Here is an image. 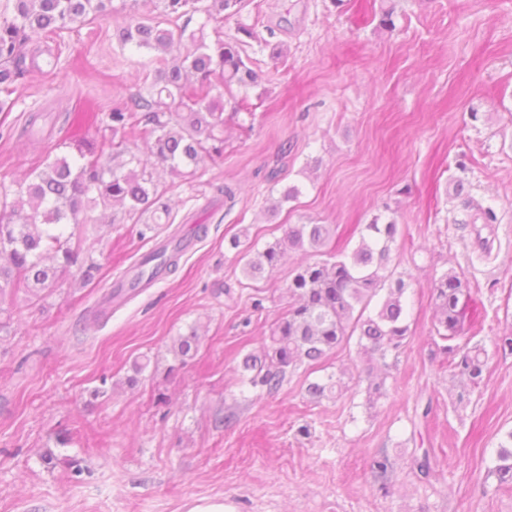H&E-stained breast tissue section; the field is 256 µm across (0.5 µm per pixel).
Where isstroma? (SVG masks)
<instances>
[{
  "label": "stroma",
  "instance_id": "1",
  "mask_svg": "<svg viewBox=\"0 0 512 512\" xmlns=\"http://www.w3.org/2000/svg\"><path fill=\"white\" fill-rule=\"evenodd\" d=\"M387 9L390 28L379 24ZM241 24L257 34L246 55L279 75L225 95L222 158L192 180L159 174L174 224L143 238L130 223L90 233L95 283L64 280L39 303L19 286L7 304L0 512H186L209 500L230 512H512V489L488 475L512 431V355L493 350L512 332V0H254L225 21V35ZM65 40L61 76L31 77L23 101L0 112V130L33 112L107 111L154 67L152 53L120 50L105 20ZM63 139L50 126L37 145L0 137V176L71 155ZM227 184L234 198L220 194ZM290 185L297 200L272 210ZM387 207L397 212L391 264L409 285L410 336L398 356L372 363L384 396L367 405L353 379L360 359L347 348L317 371L347 373L341 394L311 399L299 371L277 394L254 398L241 363L261 354L301 255L250 280L229 239L244 233L261 248L310 222L346 236ZM172 234L195 242L177 270L83 329L84 311ZM479 234L487 247L476 246ZM449 270L464 274L476 339L490 351L476 388L443 368L432 339L431 288ZM193 326L199 351L175 368L173 341ZM144 355L152 363L128 387ZM101 386L105 396L91 399ZM426 401L433 411L421 422L415 407ZM224 415L231 424L215 426ZM64 430L73 439L62 447ZM417 448L437 458L430 479L410 469ZM47 450L59 459L51 470ZM382 458L383 474L374 466Z\"/></svg>",
  "mask_w": 512,
  "mask_h": 512
}]
</instances>
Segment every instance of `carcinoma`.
<instances>
[{"mask_svg": "<svg viewBox=\"0 0 512 512\" xmlns=\"http://www.w3.org/2000/svg\"><path fill=\"white\" fill-rule=\"evenodd\" d=\"M140 2L120 0L117 8L112 0H5L0 9V112L12 110L33 73L45 66L47 73H54L62 34L76 24L120 18V48L147 50L156 64L142 89L113 101L106 115L110 136L86 138L84 130L96 123L98 114L68 111L67 140L78 160L57 157L32 170L31 180L18 184L11 201L10 188L0 184V304L7 290L20 284L41 300L66 276L92 283L99 264L83 248L85 228L112 227L93 216L97 209L127 202L133 224L147 213L155 224L174 223L154 171L193 178L207 162L224 156V92L259 82L258 71L242 57L246 42L220 32L224 19L240 16L248 0H151L157 11L153 19L139 17ZM197 14L202 21L191 29ZM210 25L216 34L212 43L205 36ZM336 230L334 224H294L262 249L246 245L239 235L229 241L249 279L273 272L291 251L316 256L290 272L288 309L273 324L263 355L242 360V382L260 397L277 393L288 375L301 368L309 372L339 349L354 344L357 353L384 360L406 343L408 285L391 267L396 219L374 216L359 230L351 251L324 260ZM182 256L180 244H160L135 266L133 287L120 283L106 291L82 315L83 327L100 323L112 305L134 296L142 281L150 283L176 270ZM466 290L464 275L454 270L435 281L434 337L442 342L448 370L477 387L487 364L485 348L450 344L475 327L467 321ZM199 346L192 327L174 341L175 360L185 365ZM341 389L342 379L333 373L307 386L314 399ZM433 464L427 448L411 457V468L423 478L431 475ZM488 475L498 485L512 487V431L507 443L500 444Z\"/></svg>", "mask_w": 512, "mask_h": 512, "instance_id": "obj_1", "label": "carcinoma"}]
</instances>
